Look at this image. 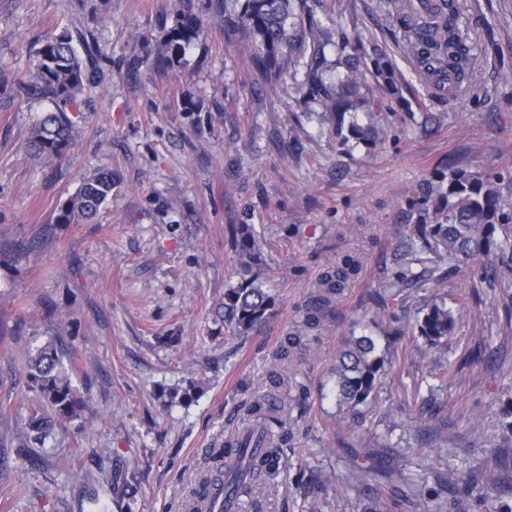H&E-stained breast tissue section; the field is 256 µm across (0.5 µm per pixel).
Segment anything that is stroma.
<instances>
[{
    "instance_id": "stroma-1",
    "label": "stroma",
    "mask_w": 512,
    "mask_h": 512,
    "mask_svg": "<svg viewBox=\"0 0 512 512\" xmlns=\"http://www.w3.org/2000/svg\"><path fill=\"white\" fill-rule=\"evenodd\" d=\"M181 66L159 67L160 25L179 0H0V512H188L213 449L252 424L250 407L275 394L293 435L273 481L241 512H426L439 480L442 512L512 507V447L500 445L512 400V289L470 268L412 291L405 307L380 298L397 270V229L423 208L419 186L449 162L491 175L512 200V0H456L474 68L463 88L431 92L407 53L403 20L387 0H313L335 45L386 57L393 85L380 105L346 122L384 128L381 140L340 144L297 66L256 84L246 56L214 16ZM48 34L84 37L105 76L86 85L72 117L77 138L50 161L27 148L46 100L21 92ZM198 110L188 111L184 99ZM112 168L118 182L93 222L55 217L84 177ZM252 224L277 303L257 334L225 335L215 308L233 285L228 227ZM359 263L317 324L307 306L323 272ZM446 296L458 324L449 362L485 363L434 378L436 355L412 335L394 340L390 316L413 325L419 306ZM372 335L386 356L374 402L336 399L332 368L351 336ZM59 337L76 369L79 416L43 447L19 449L32 394L27 355ZM298 338L291 363L276 361ZM194 401L170 402L187 378ZM378 479L354 482L359 468ZM500 479L498 499L480 480Z\"/></svg>"
}]
</instances>
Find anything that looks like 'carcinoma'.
<instances>
[{"label": "carcinoma", "instance_id": "carcinoma-1", "mask_svg": "<svg viewBox=\"0 0 512 512\" xmlns=\"http://www.w3.org/2000/svg\"><path fill=\"white\" fill-rule=\"evenodd\" d=\"M230 10L223 0H215L214 12L224 18L228 36L247 52L256 77L267 85H278L292 66L304 63L305 84L328 112L336 135L343 132L342 114L375 105L372 92H362L365 72L361 69L362 47L345 41L337 45L345 57L347 73L337 82L327 76V34L314 22L308 0H234ZM433 13L442 17L434 25L417 19L405 20L406 44L426 76H444L458 87L470 80V46L458 25L454 0H435ZM206 21L186 5L175 11L163 40V59L174 66L181 63L186 50L203 35ZM84 53H78L73 38L50 35L41 42L36 55V72L26 89L32 96L48 100L55 110L47 113L34 128L32 147L47 159L63 158L76 138V125L68 112L76 108L84 86L103 76L93 46L82 40ZM372 76L379 86L389 84L390 63L385 58L373 61ZM115 184L112 170L103 168L84 179L77 193L59 210L58 224L93 219L112 197ZM432 207L419 214V223L402 229L395 257L400 270L386 283L388 300L405 303L406 290L421 288L430 280L440 281L445 273L462 264L477 266L478 282L509 288L506 272L512 273V214L497 186L488 175L473 174L455 162L448 163V175H439L420 187ZM235 257V284L224 289V300L216 316L224 322V332L245 338L259 332L276 304L263 276L266 264L254 225L231 226ZM422 265L415 273L412 265ZM353 264L332 267L321 278L322 292L316 298L321 309L332 302L353 273ZM457 327L453 310L445 300L434 301L419 310L413 330L425 348L443 355L435 376L448 377V337ZM62 344L47 341L28 354L25 373L35 392L34 403L21 424L23 447L44 445L57 425L77 416L82 401L72 386L63 362ZM385 356L378 353L376 340L369 335L353 337L336 364V390L339 404L351 409L373 401L381 384ZM288 433L274 434L262 423L236 436L224 449L227 483L205 477L197 493L195 512H228L218 505L214 490H239L247 493L250 481L278 473L282 445Z\"/></svg>", "mask_w": 512, "mask_h": 512}]
</instances>
